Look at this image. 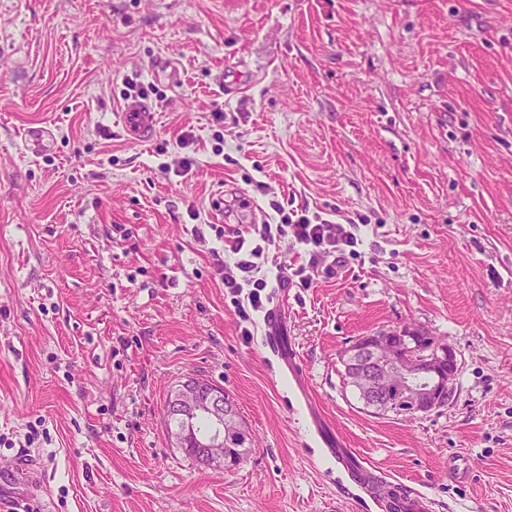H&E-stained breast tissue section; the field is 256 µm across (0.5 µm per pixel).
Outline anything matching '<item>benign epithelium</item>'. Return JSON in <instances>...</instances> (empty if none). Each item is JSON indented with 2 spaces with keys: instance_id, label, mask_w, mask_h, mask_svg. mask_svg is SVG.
Returning a JSON list of instances; mask_svg holds the SVG:
<instances>
[{
  "instance_id": "benign-epithelium-1",
  "label": "benign epithelium",
  "mask_w": 512,
  "mask_h": 512,
  "mask_svg": "<svg viewBox=\"0 0 512 512\" xmlns=\"http://www.w3.org/2000/svg\"><path fill=\"white\" fill-rule=\"evenodd\" d=\"M414 328H392L362 336L342 354L344 376L370 406L386 405L398 416H415L448 401L458 371L456 352L432 341L420 351ZM170 418L181 422L178 445L198 462L217 468L232 460L225 438L243 430L224 389L189 378L179 384L166 405Z\"/></svg>"
}]
</instances>
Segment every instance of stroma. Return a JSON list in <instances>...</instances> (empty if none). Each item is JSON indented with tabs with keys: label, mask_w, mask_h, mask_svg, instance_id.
I'll return each instance as SVG.
<instances>
[{
	"label": "stroma",
	"mask_w": 512,
	"mask_h": 512,
	"mask_svg": "<svg viewBox=\"0 0 512 512\" xmlns=\"http://www.w3.org/2000/svg\"><path fill=\"white\" fill-rule=\"evenodd\" d=\"M130 82L156 105L140 142ZM34 124L55 134L39 156ZM220 201L247 238L248 202L357 227L331 277L272 249L313 278L268 291L306 395L191 216ZM404 325L456 351L453 395L370 413L341 354ZM191 377L254 437L235 468L175 445L165 406ZM313 407L431 512H512V0H0V469L37 464L56 512H383L348 496ZM155 115V105L145 98H139L125 105L120 113V122L130 139L140 141L154 131Z\"/></svg>",
	"instance_id": "1"
}]
</instances>
